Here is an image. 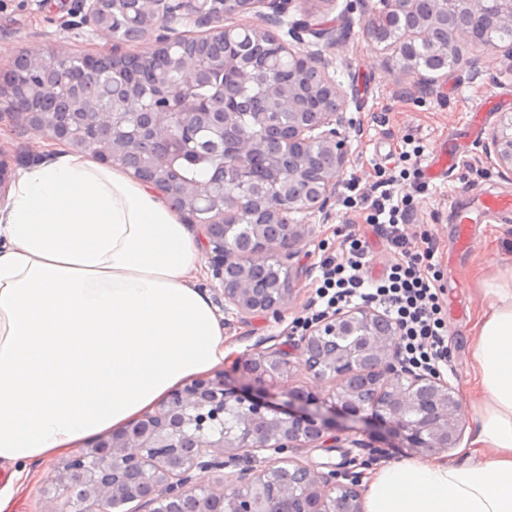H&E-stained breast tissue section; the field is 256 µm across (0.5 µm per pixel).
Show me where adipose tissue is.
<instances>
[{
  "instance_id": "1",
  "label": "adipose tissue",
  "mask_w": 512,
  "mask_h": 512,
  "mask_svg": "<svg viewBox=\"0 0 512 512\" xmlns=\"http://www.w3.org/2000/svg\"><path fill=\"white\" fill-rule=\"evenodd\" d=\"M199 262L179 214L120 165L61 148L19 174L0 206V464L70 453L223 366ZM486 294L470 347L477 460L389 463L366 512H512V272Z\"/></svg>"
}]
</instances>
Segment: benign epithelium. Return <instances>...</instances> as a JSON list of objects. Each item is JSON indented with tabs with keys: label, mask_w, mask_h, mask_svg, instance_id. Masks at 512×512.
Listing matches in <instances>:
<instances>
[{
	"label": "benign epithelium",
	"mask_w": 512,
	"mask_h": 512,
	"mask_svg": "<svg viewBox=\"0 0 512 512\" xmlns=\"http://www.w3.org/2000/svg\"><path fill=\"white\" fill-rule=\"evenodd\" d=\"M308 0H148L152 18L131 23V36L145 42L139 53L77 56L97 63L111 74L144 52H166L180 71L206 70L202 47L233 37L238 24H226L232 15L253 13L260 24L250 27L256 36L279 39L275 29L300 3ZM119 0H71L66 27L90 26L112 34L103 17ZM380 15L404 25V34L385 64L414 76L420 61L415 48L438 30L447 43L435 56L451 51L452 64L471 66L470 53L478 48L498 51L500 45L484 41L485 30L512 27V0H435L428 15L415 12L416 0H381ZM197 32H192V29ZM289 36L304 44L309 34L335 45L342 27L311 28L294 22ZM288 58L298 63L288 85H283L249 58L223 61L224 67L253 75L252 89L259 95L275 93L288 105V123L272 135L277 148L267 154L265 176L237 186V177L249 171L253 158L264 153L265 134L249 138L234 133V112H187L179 97L161 93L139 112H83L79 129L63 118H51L33 107L45 88L32 86V99H16L9 114L28 129L67 146L90 151L105 162L117 152L137 147L149 132L161 129L169 144L192 153L206 146L224 147V173L205 183L177 187L159 176L150 185L161 193L182 221L192 222L194 212L224 208L227 197L241 203L244 192L253 211L246 249L224 244V213L203 225L208 260L224 290V304L247 319L258 313H275L293 294L291 279L279 287L257 290L251 272L256 265L272 271H293L298 246L310 229L291 217L293 213L328 215L340 177L349 163L344 147L350 120L344 97L329 75L332 61L319 51H296L281 44ZM65 52L25 51L9 72L30 60L47 62ZM70 102L81 105L95 94L92 86L72 79ZM490 166L512 174V116L503 119L482 145ZM349 338L336 353V340ZM301 366L318 383L332 384L322 404L302 387L287 384L292 368ZM372 385L379 403L363 406L357 386ZM281 388L284 400H272L271 389ZM233 411L236 426L224 430V415ZM363 426L366 440H350L356 448L371 441H387L414 454L459 447L466 421L456 388L439 372L407 367L401 357L398 331L393 321L369 304L327 313L308 325L292 343L237 356L232 375L220 371L196 378L172 390L156 407L124 428L103 435L74 455L53 465L50 483L40 494L38 512H118L135 502L128 512H276L266 494L268 484L296 474L295 488L283 486L289 512H337L343 500L347 512H364L353 472L334 467L320 471L297 457L304 448H336L343 435ZM225 471L222 487L215 490L196 483L195 471Z\"/></svg>",
	"instance_id": "7a95c632"
}]
</instances>
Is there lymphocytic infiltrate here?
I'll return each instance as SVG.
<instances>
[{
	"label": "lymphocytic infiltrate",
	"mask_w": 512,
	"mask_h": 512,
	"mask_svg": "<svg viewBox=\"0 0 512 512\" xmlns=\"http://www.w3.org/2000/svg\"><path fill=\"white\" fill-rule=\"evenodd\" d=\"M362 200L371 211L370 225L393 249L394 261L386 276H369V247L364 236L353 233L341 257L328 258L320 266L316 290L318 307L309 319L321 312L334 311L354 302L375 303L398 329L409 363L424 370L438 369L448 360L447 325L435 282L434 244L410 241L401 226L411 217L408 199L396 196L393 179L370 185Z\"/></svg>",
	"instance_id": "1"
}]
</instances>
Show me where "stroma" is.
I'll return each mask as SVG.
<instances>
[{"instance_id": "35a3bbf8", "label": "stroma", "mask_w": 512, "mask_h": 512, "mask_svg": "<svg viewBox=\"0 0 512 512\" xmlns=\"http://www.w3.org/2000/svg\"><path fill=\"white\" fill-rule=\"evenodd\" d=\"M351 6L350 0L333 5L310 0L304 9L290 11L289 21H305L312 26H337L350 21L347 38L327 49L336 67L335 78L346 102L352 124L346 131L350 162L342 181L353 180L366 187L378 177H395L399 193L410 194L414 219L404 232L414 241L430 239L436 246L434 262L438 287L443 290V313L448 325V363L441 371L458 389L467 419H474L472 375L469 350L475 339L473 324L486 304L484 284L512 270V221L498 220L479 225L466 248L457 245L448 211L456 196L474 186L512 194V178L499 175L487 164L482 146L503 114H512V58L503 54L477 56L474 67H454L434 72L432 91L401 79L386 70L381 59L383 45L369 42L365 24L371 8ZM69 0H0V42L10 48L0 56V70L8 69L14 54L25 49L63 47L73 54L105 53L110 39L91 28L70 29L62 21ZM456 136L463 151L447 178L423 180L412 189L402 180L406 170L424 168L437 148ZM52 140L23 130L9 114H0V157L8 160L12 174L28 168L27 154H47ZM417 158H410V151ZM369 211L359 196L337 198L329 219L301 215L312 232L300 246L298 257L303 274L293 282L288 306L279 313L239 319L224 306V292L214 279L209 264H202L199 288L205 290L224 315V340L240 355L264 339L284 344L290 340L295 319L303 316L315 295L318 266L325 258L340 255L347 235L365 225ZM368 449L344 446L331 450L311 448L300 457L314 466L347 467L359 475L360 490H367L374 465L368 464Z\"/></svg>"}]
</instances>
